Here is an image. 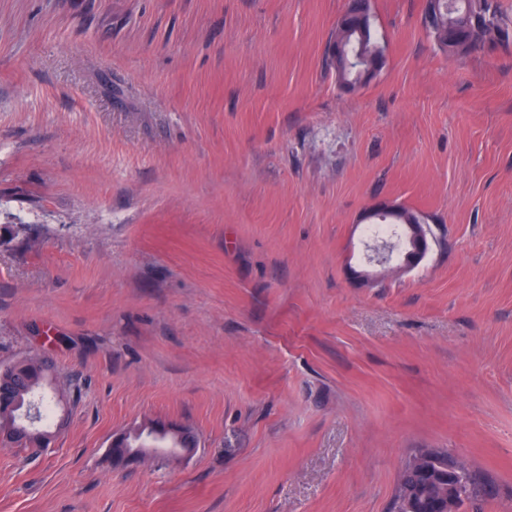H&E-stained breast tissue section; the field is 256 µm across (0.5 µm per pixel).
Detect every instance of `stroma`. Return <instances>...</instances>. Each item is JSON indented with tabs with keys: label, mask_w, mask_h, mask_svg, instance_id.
<instances>
[{
	"label": "stroma",
	"mask_w": 512,
	"mask_h": 512,
	"mask_svg": "<svg viewBox=\"0 0 512 512\" xmlns=\"http://www.w3.org/2000/svg\"><path fill=\"white\" fill-rule=\"evenodd\" d=\"M347 5L0 0V362L69 385L38 457L0 445V512H391L422 448L512 512V45L371 0L347 92ZM386 204L436 241L371 286ZM156 421L195 453L107 463ZM356 2H358L362 15L365 16L362 23L359 24V21H346L341 17L336 22L334 36L329 41L330 44L332 39L334 41L339 40L342 46L341 54L336 52L330 53L328 45V56L335 71L337 83L341 79L351 80L354 78V72L348 71L346 67L347 59L352 56H357L363 59L364 62H366L367 58L374 66L384 62V49L372 31L370 0ZM348 22L350 25H345Z\"/></svg>",
	"instance_id": "stroma-1"
}]
</instances>
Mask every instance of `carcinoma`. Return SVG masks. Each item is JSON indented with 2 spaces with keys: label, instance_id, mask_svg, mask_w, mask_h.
<instances>
[{
  "label": "carcinoma",
  "instance_id": "obj_1",
  "mask_svg": "<svg viewBox=\"0 0 512 512\" xmlns=\"http://www.w3.org/2000/svg\"><path fill=\"white\" fill-rule=\"evenodd\" d=\"M436 5V12L424 13L423 24L433 35L439 49L453 56L482 48L492 30L473 22L474 17L489 12L503 30L508 25L500 16L495 0H427ZM362 22L346 23L338 19L333 40L341 43V52L329 54L336 80L354 78L347 70V57L367 59L374 66L384 62V51L373 34L370 0H360ZM55 364L44 354L26 355L16 361L0 364V442L17 444L31 452L49 446L51 436L41 427L33 426L24 410L37 406L39 422H44V409L55 414L53 400L44 388L55 377ZM198 440L190 429L181 432L156 431L154 426L134 430L126 447L144 455H170L177 448L197 447ZM478 484L467 463L435 451L421 454L418 469L404 468L396 489L394 512H462L465 503L475 499Z\"/></svg>",
  "mask_w": 512,
  "mask_h": 512
}]
</instances>
